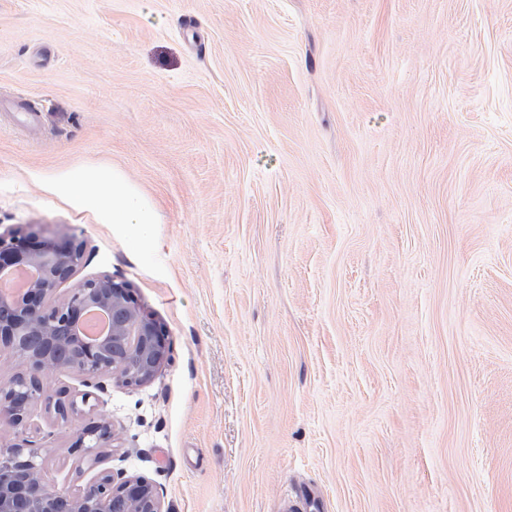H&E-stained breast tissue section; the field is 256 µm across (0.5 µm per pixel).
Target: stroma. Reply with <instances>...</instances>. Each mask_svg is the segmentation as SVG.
I'll return each instance as SVG.
<instances>
[{
    "mask_svg": "<svg viewBox=\"0 0 512 512\" xmlns=\"http://www.w3.org/2000/svg\"><path fill=\"white\" fill-rule=\"evenodd\" d=\"M112 169L148 230L60 191ZM31 224L169 331L99 396L166 512H512V0H0Z\"/></svg>",
    "mask_w": 512,
    "mask_h": 512,
    "instance_id": "obj_1",
    "label": "stroma"
}]
</instances>
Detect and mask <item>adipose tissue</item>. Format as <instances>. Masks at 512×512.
I'll list each match as a JSON object with an SVG mask.
<instances>
[{"mask_svg":"<svg viewBox=\"0 0 512 512\" xmlns=\"http://www.w3.org/2000/svg\"><path fill=\"white\" fill-rule=\"evenodd\" d=\"M62 190L85 197L96 206L111 208L121 224H152L156 221L154 212L118 174L109 178L90 171L76 180L65 182Z\"/></svg>","mask_w":512,"mask_h":512,"instance_id":"adipose-tissue-1","label":"adipose tissue"}]
</instances>
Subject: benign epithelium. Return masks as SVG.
<instances>
[{
	"mask_svg": "<svg viewBox=\"0 0 512 512\" xmlns=\"http://www.w3.org/2000/svg\"><path fill=\"white\" fill-rule=\"evenodd\" d=\"M85 260V247L74 235L47 236L31 227L20 234L0 232V277L34 270L36 279L15 300L0 297V346L26 366L29 382L0 385V421L19 434L30 426L38 406L64 423L85 418L75 429L71 450L90 466L100 461L98 448L118 440L112 419L94 403L104 379L128 388L155 379L171 359L165 326L138 302L133 286L108 274L86 278L56 298ZM97 308L110 320L108 334L84 339L80 331L87 312ZM51 371L77 374L85 387L50 391ZM42 446L0 439V512H166L158 487L142 475L102 469L73 489L49 487L43 478Z\"/></svg>",
	"mask_w": 512,
	"mask_h": 512,
	"instance_id": "7a95c632",
	"label": "benign epithelium"
}]
</instances>
